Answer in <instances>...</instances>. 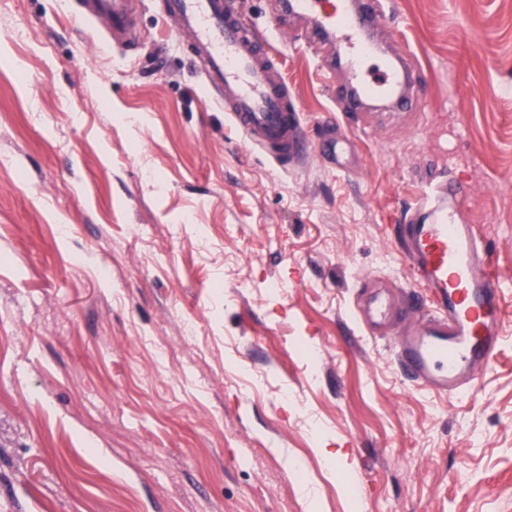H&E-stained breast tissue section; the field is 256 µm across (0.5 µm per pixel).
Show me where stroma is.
Segmentation results:
<instances>
[{
  "mask_svg": "<svg viewBox=\"0 0 512 512\" xmlns=\"http://www.w3.org/2000/svg\"><path fill=\"white\" fill-rule=\"evenodd\" d=\"M283 2L244 24L340 160L246 146L165 0L112 47L79 0H0V512H512V0H381L416 93L358 111ZM432 182L460 185L506 312L453 399L407 379L402 323L356 316L404 303ZM391 314V304L389 301L384 299H376L369 309L367 310L365 317L367 320L363 319V323L365 328L370 334H374L373 326L382 325L386 323L389 316Z\"/></svg>",
  "mask_w": 512,
  "mask_h": 512,
  "instance_id": "35a3bbf8",
  "label": "stroma"
}]
</instances>
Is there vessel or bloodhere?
<instances>
[{
  "label": "vessel or blood",
  "mask_w": 512,
  "mask_h": 512,
  "mask_svg": "<svg viewBox=\"0 0 512 512\" xmlns=\"http://www.w3.org/2000/svg\"><path fill=\"white\" fill-rule=\"evenodd\" d=\"M87 13L112 34L131 38V0H86ZM376 0H287V11L313 18L319 33L345 51L336 90L347 101L402 104L409 65L398 56L369 72L377 52L369 35ZM173 35L187 36L203 65L205 83L223 90L229 121L246 143L282 166L306 155L298 100L289 93L278 59L262 39L231 19L224 0H168ZM455 189L439 184L419 202L427 217L404 227L407 249L422 278L411 291L407 326L395 355L412 382L453 398L469 390L475 365H489L501 341L505 311L491 253L474 225L456 221Z\"/></svg>",
  "instance_id": "1"
}]
</instances>
